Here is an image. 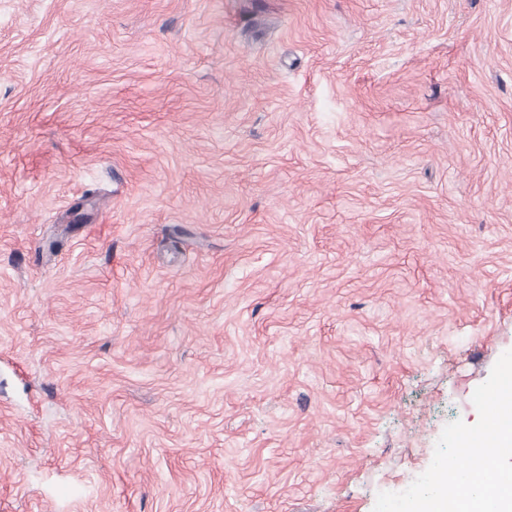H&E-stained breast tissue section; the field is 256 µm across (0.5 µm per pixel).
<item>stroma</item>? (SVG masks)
<instances>
[{"label":"stroma","instance_id":"stroma-1","mask_svg":"<svg viewBox=\"0 0 512 512\" xmlns=\"http://www.w3.org/2000/svg\"><path fill=\"white\" fill-rule=\"evenodd\" d=\"M512 350V0H0V512H373Z\"/></svg>","mask_w":512,"mask_h":512}]
</instances>
